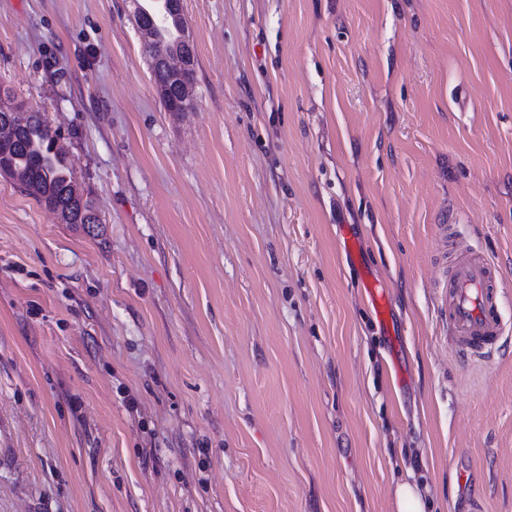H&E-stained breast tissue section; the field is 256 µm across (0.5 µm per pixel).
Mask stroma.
Here are the masks:
<instances>
[{
    "instance_id": "obj_1",
    "label": "stroma",
    "mask_w": 512,
    "mask_h": 512,
    "mask_svg": "<svg viewBox=\"0 0 512 512\" xmlns=\"http://www.w3.org/2000/svg\"><path fill=\"white\" fill-rule=\"evenodd\" d=\"M182 18L169 112L130 0H0V90L100 218L0 176V512H392L409 476L427 512H512V354L436 315L450 222L512 324V0ZM156 89L167 111L172 112L182 107L184 102L182 81L175 72L165 71L161 67L157 70ZM187 106V103H185Z\"/></svg>"
}]
</instances>
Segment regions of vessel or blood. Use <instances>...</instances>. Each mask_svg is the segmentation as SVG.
Returning a JSON list of instances; mask_svg holds the SVG:
<instances>
[{
  "label": "vessel or blood",
  "mask_w": 512,
  "mask_h": 512,
  "mask_svg": "<svg viewBox=\"0 0 512 512\" xmlns=\"http://www.w3.org/2000/svg\"><path fill=\"white\" fill-rule=\"evenodd\" d=\"M502 295L487 258L471 250L452 256L438 310L460 357L479 359L490 354L503 334L498 311Z\"/></svg>",
  "instance_id": "obj_1"
}]
</instances>
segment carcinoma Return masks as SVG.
<instances>
[{
  "label": "carcinoma",
  "mask_w": 512,
  "mask_h": 512,
  "mask_svg": "<svg viewBox=\"0 0 512 512\" xmlns=\"http://www.w3.org/2000/svg\"><path fill=\"white\" fill-rule=\"evenodd\" d=\"M178 14L152 15L144 22L151 27V38L144 43L148 57L167 56L197 59L193 42L183 36L181 0H176ZM156 87L167 111L178 110L184 104L182 81L176 73L157 70ZM20 106L11 100L0 108V124L14 128L12 141L0 144V165L3 174L19 182L22 188L40 204L67 215L69 223L83 224L98 219L92 203L76 191L72 167L56 146L58 134L52 130L45 115L26 110L27 117L18 119Z\"/></svg>",
  "instance_id": "cac0c4a2"
}]
</instances>
